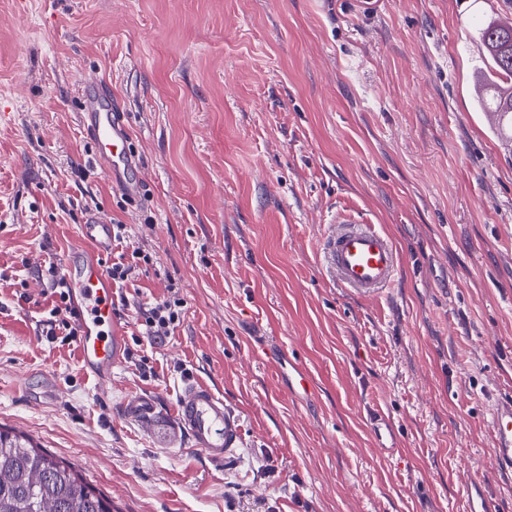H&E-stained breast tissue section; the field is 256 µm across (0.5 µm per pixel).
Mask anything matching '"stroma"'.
I'll return each mask as SVG.
<instances>
[{
	"label": "stroma",
	"mask_w": 512,
	"mask_h": 512,
	"mask_svg": "<svg viewBox=\"0 0 512 512\" xmlns=\"http://www.w3.org/2000/svg\"><path fill=\"white\" fill-rule=\"evenodd\" d=\"M498 16L512 0H0V425L112 512H467L468 482L512 512L489 427L512 397V142L472 93ZM89 76L125 115L139 193L80 125ZM344 209L399 253L377 298L320 264ZM91 210L126 227L105 264L148 257L115 287L128 354L106 389L45 325L46 271ZM173 298L171 335L142 336ZM191 379L240 420L224 463L175 415ZM140 394L150 417L125 409ZM180 299L164 300L156 303L146 314L142 335L150 336L153 339H161L168 336L171 330L180 323V316L183 307ZM371 421L373 431L381 441L382 448L389 452L397 450L399 445L396 442V435L390 418L380 411H375L371 414Z\"/></svg>",
	"instance_id": "1"
}]
</instances>
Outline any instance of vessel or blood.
Returning a JSON list of instances; mask_svg holds the SVG:
<instances>
[{
  "mask_svg": "<svg viewBox=\"0 0 512 512\" xmlns=\"http://www.w3.org/2000/svg\"><path fill=\"white\" fill-rule=\"evenodd\" d=\"M101 88L98 78L83 80L81 125L93 139L98 161L112 185L129 191L133 185L124 177L133 165L126 148L128 131ZM113 242L111 220L102 213L90 212L63 263L77 314L79 362L103 387L111 385L113 370L124 363L127 345L126 329L114 318L112 279L101 262ZM321 250L337 285L361 298L377 297L394 283L399 272L397 250L390 237L351 215L331 219L322 234ZM175 412L192 447L213 462H223L241 438L239 419L227 411L223 397L207 384L187 381ZM371 421L382 448L397 450L390 418L376 411ZM490 422L495 466L498 471L512 472V399L494 406Z\"/></svg>",
  "mask_w": 512,
  "mask_h": 512,
  "instance_id": "b4317fda",
  "label": "vessel or blood"
}]
</instances>
